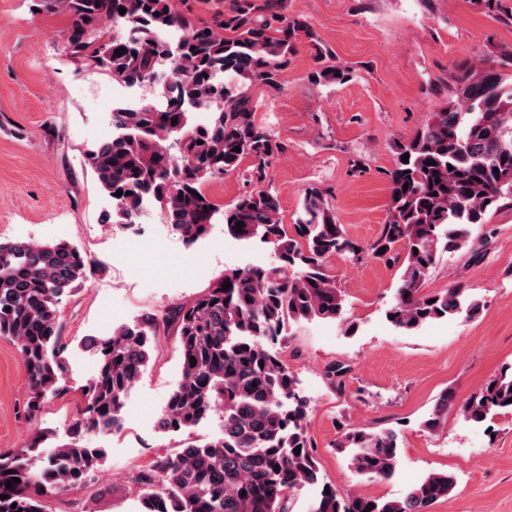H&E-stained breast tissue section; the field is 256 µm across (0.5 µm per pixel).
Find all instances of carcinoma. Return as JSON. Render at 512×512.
I'll use <instances>...</instances> for the list:
<instances>
[{
	"label": "carcinoma",
	"instance_id": "cac0c4a2",
	"mask_svg": "<svg viewBox=\"0 0 512 512\" xmlns=\"http://www.w3.org/2000/svg\"><path fill=\"white\" fill-rule=\"evenodd\" d=\"M178 2L53 4L70 17L66 50L72 59L88 61L130 87L155 88L150 103L117 106L115 133L88 153L100 189L112 199L103 223L130 228L149 202L189 247L222 224L236 240L272 245L279 264L226 272L189 303L85 339L98 367L82 389L84 417L72 425L70 440L48 453L36 432L27 447L0 454V496H6L0 512H44L45 498L91 480L103 450L89 447L86 434L121 430L127 395L158 350L159 333L171 325L181 375L157 425L185 434L219 413L223 433L204 444L187 441L179 452L159 455L139 470L142 512H288L290 497L309 487L320 488L309 512H432L455 496L457 482L448 472H431L392 499L324 482L307 430L308 401L296 375L269 346L282 340L291 323L343 319L345 294L325 266L333 257L350 263L402 260L386 319L403 332L480 315L483 303L463 282L439 292L424 291V284L441 254L472 250L473 228L512 204V51L457 65L453 97L411 137L392 142L387 220L364 246L337 222L317 187L304 191L295 224L285 227L268 179L286 147L257 123L248 86L259 82L281 90L299 37L314 38L309 25L285 15L284 0H230L207 23L195 22ZM117 29L125 34L114 37ZM118 48L123 55H115ZM326 58L316 48L310 77L348 82L350 68ZM195 111L209 113L208 122L193 123ZM236 146L240 151H233ZM245 160L250 188L220 207L205 184ZM119 190L123 195H116ZM96 272L69 242L0 240V337L16 344L24 362L32 420L47 398L69 391L59 305ZM227 282L231 288L224 291ZM510 398L511 366L462 401L445 391L422 425L437 431L454 411L484 426L512 414ZM333 447L360 478L390 480L400 464L401 439L393 428H346ZM14 477L20 482L6 487Z\"/></svg>",
	"mask_w": 512,
	"mask_h": 512
}]
</instances>
